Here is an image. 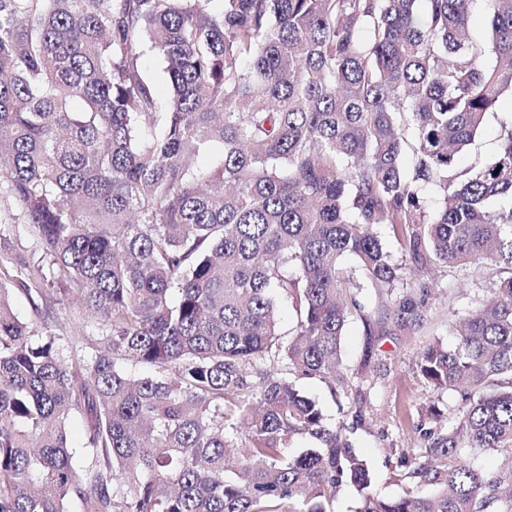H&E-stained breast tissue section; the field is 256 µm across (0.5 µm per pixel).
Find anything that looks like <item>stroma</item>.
<instances>
[{
    "mask_svg": "<svg viewBox=\"0 0 512 512\" xmlns=\"http://www.w3.org/2000/svg\"><path fill=\"white\" fill-rule=\"evenodd\" d=\"M511 122L512 94L507 92L488 113L474 144L458 155V169L474 170L491 162ZM494 280V270L481 265L441 267L431 275L416 277V284L431 290L426 319L419 328L382 340L381 376L371 390L366 421L353 435L356 450L374 474L372 490L376 495L396 499L408 490L395 451L415 447L421 440L409 427V417H423L430 409L445 410L454 404L453 397L419 374L415 367L419 353L436 338L454 342L455 324L481 306Z\"/></svg>",
    "mask_w": 512,
    "mask_h": 512,
    "instance_id": "1",
    "label": "stroma"
}]
</instances>
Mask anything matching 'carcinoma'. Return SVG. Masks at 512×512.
Wrapping results in <instances>:
<instances>
[{
  "label": "carcinoma",
  "mask_w": 512,
  "mask_h": 512,
  "mask_svg": "<svg viewBox=\"0 0 512 512\" xmlns=\"http://www.w3.org/2000/svg\"><path fill=\"white\" fill-rule=\"evenodd\" d=\"M208 2L0 0V189L42 247L0 277V512H329L343 484L355 512H512V205L493 207L512 199V125L492 162L456 168L512 93V0H487L484 44L466 34L472 0ZM424 185L444 197L432 214ZM484 261L490 296L453 347L438 338L416 360L457 401L451 429L419 422L424 446L399 455L433 494L380 498L351 435L379 339L424 320L431 289L407 273ZM72 292L77 328L54 314ZM355 315L353 383L340 343ZM291 375L352 399V423L329 422ZM74 415L89 423L81 468ZM299 436L310 446L289 453ZM476 448L507 467L483 471ZM139 65L146 79L153 84L156 93L162 98H167L170 94V87L162 60L153 52L144 49L139 58Z\"/></svg>",
  "instance_id": "carcinoma-1"
}]
</instances>
